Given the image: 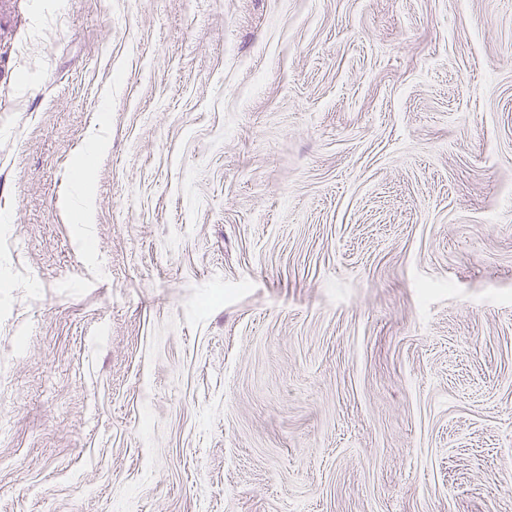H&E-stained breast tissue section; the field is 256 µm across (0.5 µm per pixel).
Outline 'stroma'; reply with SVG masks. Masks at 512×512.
Returning <instances> with one entry per match:
<instances>
[{
  "mask_svg": "<svg viewBox=\"0 0 512 512\" xmlns=\"http://www.w3.org/2000/svg\"><path fill=\"white\" fill-rule=\"evenodd\" d=\"M0 512H512V0H0ZM106 148V143L101 139H96L94 143V148L90 151V153L86 156V160L83 164V167L81 171L79 172L78 176L80 181L83 184L84 187V195L82 199V223L83 224H90L89 218H90V212L93 207L92 202V196L89 189V180L91 173L94 169L95 161L97 157L104 151Z\"/></svg>",
  "mask_w": 512,
  "mask_h": 512,
  "instance_id": "obj_1",
  "label": "stroma"
}]
</instances>
